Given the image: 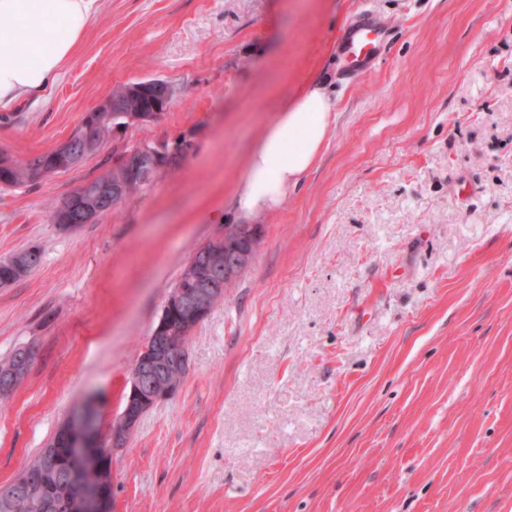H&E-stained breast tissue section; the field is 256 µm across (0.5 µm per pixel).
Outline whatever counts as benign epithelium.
I'll return each instance as SVG.
<instances>
[{"label":"benign epithelium","instance_id":"obj_1","mask_svg":"<svg viewBox=\"0 0 512 512\" xmlns=\"http://www.w3.org/2000/svg\"><path fill=\"white\" fill-rule=\"evenodd\" d=\"M178 92L162 79H147L131 83L126 97L135 103L129 120L146 123L162 117ZM121 103L107 98L87 113L84 124L88 133L85 150L73 152L62 143L57 148L58 161L70 166L79 163L91 143L108 135L102 112H110ZM163 145L145 143L131 151H119L112 165V188L79 185L60 204L54 222L71 223L70 216L78 214L81 224L95 222L109 202H120L129 186L139 184L147 176H155L166 168ZM260 224H236L226 227L213 238L224 246V260L211 253L195 254L189 259L193 268L190 286L175 288L169 295L161 316L146 346L138 356L129 378V391L119 419L112 423L109 436L96 428L91 404L75 408L59 426V436L41 450L39 469L30 474L27 489H37L38 508L52 512L59 505V485L65 475L76 478L77 484L64 500L66 512H111L112 448L120 445L135 428L140 418L160 402L173 398L179 389L175 377L187 370V358L181 343L182 332L173 325V316L195 329L211 309L224 299V293L241 271L254 260L262 238ZM33 352L21 353L17 365L0 369V376L15 386L29 372Z\"/></svg>","mask_w":512,"mask_h":512}]
</instances>
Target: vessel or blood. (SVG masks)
Instances as JSON below:
<instances>
[{
  "mask_svg": "<svg viewBox=\"0 0 512 512\" xmlns=\"http://www.w3.org/2000/svg\"><path fill=\"white\" fill-rule=\"evenodd\" d=\"M386 39L382 26L372 12L361 13L346 29L338 48L347 57L346 77L368 74Z\"/></svg>",
  "mask_w": 512,
  "mask_h": 512,
  "instance_id": "vessel-or-blood-1",
  "label": "vessel or blood"
}]
</instances>
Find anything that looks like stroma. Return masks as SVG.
Masks as SVG:
<instances>
[{
  "label": "stroma",
  "instance_id": "35a3bbf8",
  "mask_svg": "<svg viewBox=\"0 0 512 512\" xmlns=\"http://www.w3.org/2000/svg\"><path fill=\"white\" fill-rule=\"evenodd\" d=\"M392 36L353 82L363 10ZM179 95L79 166L0 185V487L94 399L101 432L183 266L228 224L252 264L194 330L176 396L112 451V512H512V0H103L50 94L0 112V152L51 151L122 84ZM318 82L335 121L272 210L232 198L284 101ZM182 144L129 203L66 231L48 204L112 147ZM33 250L35 253H30L29 251ZM21 255V257H28L32 255V259L28 266L22 267L21 270H18V266L14 265L15 258ZM42 260V252L41 249L37 246H29L24 249H21L11 255L9 258L0 260V281H2L4 278H8L11 285L15 283L16 281L20 280L24 276H26L28 273H30L32 270L37 268ZM0 284L1 287L8 286ZM21 357V359H17V365H8L0 370L1 378L9 379L12 386L17 385L28 374L33 359V352L30 349H26L21 353Z\"/></svg>",
  "mask_w": 512,
  "mask_h": 512
}]
</instances>
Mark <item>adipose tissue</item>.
<instances>
[{"mask_svg": "<svg viewBox=\"0 0 512 512\" xmlns=\"http://www.w3.org/2000/svg\"><path fill=\"white\" fill-rule=\"evenodd\" d=\"M101 13L102 0H0V112L42 98ZM332 107L315 83L285 101L248 157L237 210L275 208L298 185L328 137Z\"/></svg>", "mask_w": 512, "mask_h": 512, "instance_id": "obj_1", "label": "adipose tissue"}]
</instances>
